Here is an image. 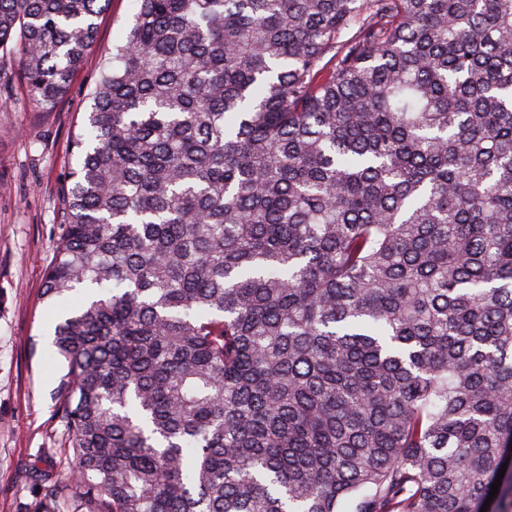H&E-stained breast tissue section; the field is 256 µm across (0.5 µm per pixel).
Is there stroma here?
<instances>
[{"label":"stroma","mask_w":512,"mask_h":512,"mask_svg":"<svg viewBox=\"0 0 512 512\" xmlns=\"http://www.w3.org/2000/svg\"><path fill=\"white\" fill-rule=\"evenodd\" d=\"M134 0H112L95 46L55 111H41L13 63L0 64V512H25L68 465L51 333L59 303L42 295L58 234L57 189L78 164L72 141Z\"/></svg>","instance_id":"stroma-1"}]
</instances>
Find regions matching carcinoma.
Listing matches in <instances>:
<instances>
[{
    "label": "carcinoma",
    "mask_w": 512,
    "mask_h": 512,
    "mask_svg": "<svg viewBox=\"0 0 512 512\" xmlns=\"http://www.w3.org/2000/svg\"><path fill=\"white\" fill-rule=\"evenodd\" d=\"M111 0H0L56 109ZM43 296L29 512H512V0H135Z\"/></svg>",
    "instance_id": "carcinoma-1"
}]
</instances>
